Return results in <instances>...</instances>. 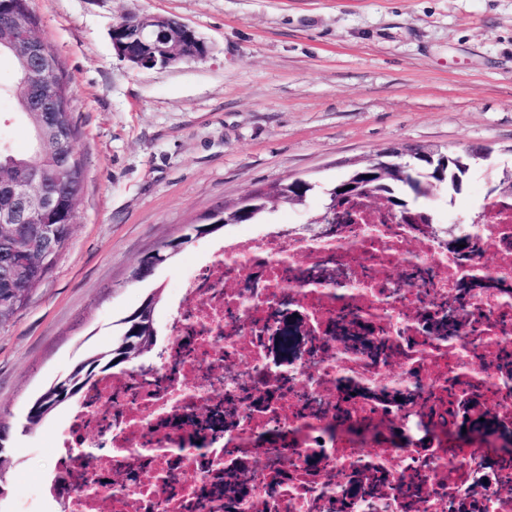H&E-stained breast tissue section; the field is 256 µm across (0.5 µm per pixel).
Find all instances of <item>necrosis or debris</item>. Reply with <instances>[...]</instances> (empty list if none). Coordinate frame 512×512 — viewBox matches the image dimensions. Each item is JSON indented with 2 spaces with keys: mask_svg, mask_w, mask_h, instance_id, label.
Here are the masks:
<instances>
[{
  "mask_svg": "<svg viewBox=\"0 0 512 512\" xmlns=\"http://www.w3.org/2000/svg\"><path fill=\"white\" fill-rule=\"evenodd\" d=\"M265 224L182 288L158 378L97 373L64 512H512V201L482 224ZM392 421L379 456L336 425Z\"/></svg>",
  "mask_w": 512,
  "mask_h": 512,
  "instance_id": "1",
  "label": "necrosis or debris"
}]
</instances>
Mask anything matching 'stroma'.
<instances>
[{
	"mask_svg": "<svg viewBox=\"0 0 512 512\" xmlns=\"http://www.w3.org/2000/svg\"><path fill=\"white\" fill-rule=\"evenodd\" d=\"M64 74L85 160L78 220L53 271L0 326V417L11 462L0 512H62L43 495L44 450L68 414L26 433L57 379L111 349L115 323L151 289L164 327L182 282L214 260L230 224L187 245L147 280L139 259L188 224L285 179L314 184L273 224L310 226L326 192L389 147L490 157L461 194L427 200L439 223L468 224L489 179L512 172V0H29ZM172 16L206 41L198 60L133 70L112 49L121 17Z\"/></svg>",
	"mask_w": 512,
	"mask_h": 512,
	"instance_id": "35a3bbf8",
	"label": "stroma"
}]
</instances>
